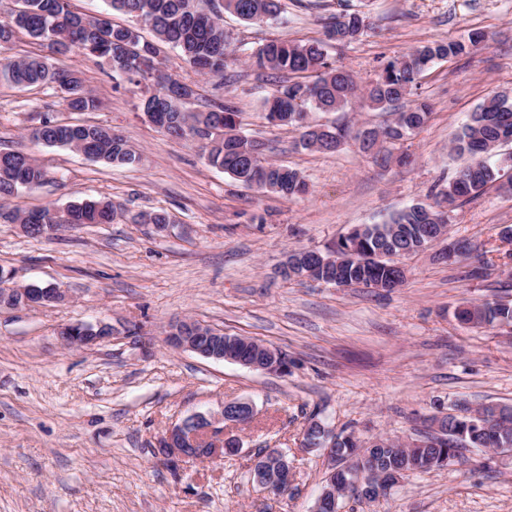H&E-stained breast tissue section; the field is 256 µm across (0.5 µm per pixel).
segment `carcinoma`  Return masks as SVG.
<instances>
[{
	"mask_svg": "<svg viewBox=\"0 0 512 512\" xmlns=\"http://www.w3.org/2000/svg\"><path fill=\"white\" fill-rule=\"evenodd\" d=\"M112 8L141 21L153 32L155 40L145 39L139 29L112 23L104 17L89 16L75 10L72 0H23L21 9L0 21V45L11 43L19 33L39 42H50L49 57H0V84L13 87L47 86L57 89L71 112H89L98 107L92 90L64 64V58L78 50L103 59L117 75L136 77L153 87L151 98L167 96L170 87L194 97V88L168 74L165 81H155L153 71L161 64V45L178 47L187 61L202 76H222L227 58L234 53L224 36L218 16L212 13V0H110ZM224 9L239 20L250 23L277 18L279 0H224ZM357 13L345 14L328 23L329 40L355 39L362 30ZM486 41L480 31L466 41H450L418 46L400 59L389 62L378 78L367 87L369 106L395 111V119L380 130L366 129L357 134L361 149L373 151L378 144L401 140L404 135L423 128L431 115L430 104L423 98L407 107L401 103L416 94L422 72L434 61L468 54ZM253 64L286 76L277 82L263 102L267 112H280L286 124L303 128L298 145L304 150L336 151L335 136L343 129L326 123L309 124L310 111L338 112L353 101L357 83L352 74L329 62L322 40L281 42L272 40L259 47ZM184 101L172 99L170 120L165 133L186 139L198 137L205 142L208 162L235 180L292 198L307 191L300 173L286 165L264 161L258 169L244 167L240 148L251 147L257 140L238 137V112L229 104H218L204 112H187ZM111 128L88 123L61 125L48 118L31 132V138L51 147L88 152V158L108 164H132L136 151ZM512 145V98L495 93L470 114L451 151L477 169L471 180L452 177L448 186L436 194L434 204L418 203L391 213L384 224H361L336 242L337 260L347 278L357 285L369 281L390 280L394 270L375 261L386 253L395 256L406 248L418 247L427 237L447 233L445 225L435 222L440 210L461 206L485 192L501 178L499 167L488 163L489 156ZM45 169L29 153L17 149L0 151V198L14 196L21 189L37 186ZM120 216L110 200L68 205L58 212L48 207L18 212L0 205V218L20 224H112ZM471 326L482 328L498 323L512 324V304L483 303L464 314ZM336 447L348 471L336 475L343 480L363 467L364 449L354 433L336 434ZM478 448L494 455L500 448H512V414L494 427H486L474 416L457 424L448 441L434 448L427 440L420 443L386 438L375 457L377 468L393 471L404 465L419 473L440 470L465 459L464 451Z\"/></svg>",
	"mask_w": 512,
	"mask_h": 512,
	"instance_id": "obj_1",
	"label": "carcinoma"
}]
</instances>
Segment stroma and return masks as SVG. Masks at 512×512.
<instances>
[{
	"mask_svg": "<svg viewBox=\"0 0 512 512\" xmlns=\"http://www.w3.org/2000/svg\"><path fill=\"white\" fill-rule=\"evenodd\" d=\"M278 20L245 23L224 13L237 55L223 76L204 78L178 50L163 47L168 71L196 85L188 109L232 104L243 134L265 142L269 157L304 176L306 194L286 199L211 166L203 143L177 139L142 112L144 86L100 59L69 63L100 107L68 111L59 94L0 85V150L22 149L49 180L10 197V208H65L109 199L124 210L111 224H66L33 238L0 219V272L12 284L54 283L71 301L0 310V512H310L326 475L319 451L303 447L310 418L361 440L416 436L426 416L460 400L512 405V325L471 328L464 302H512V197L490 187L454 210L449 234L477 246L474 261H445L437 247L406 257L400 288H337L286 279L290 252L326 249L359 224L431 202L459 161L450 144L493 93L512 92V0H281ZM359 13L365 32L329 42L330 60L361 86L412 48L480 30L490 40L471 54L436 61L420 79L431 116L419 131L388 145L391 160L360 152L348 139L332 153L297 147L300 131L265 118L275 86L250 55L265 41L323 38L325 26ZM111 127L141 155L110 166L33 141L43 118ZM310 120L358 130L389 123L391 113L357 101ZM165 210L167 232L134 223ZM184 317L285 350L293 367L277 376L171 350L167 326ZM104 321L115 336L88 348L61 343L67 324ZM138 325L142 336H128ZM230 399L255 406L249 423L225 424L239 455L170 463L156 445L165 429ZM263 448L287 451L295 481L281 497L262 494L250 460ZM467 461L401 479L380 503L347 500L343 512H512V464L491 470L477 450Z\"/></svg>",
	"mask_w": 512,
	"mask_h": 512,
	"instance_id": "35a3bbf8",
	"label": "stroma"
}]
</instances>
